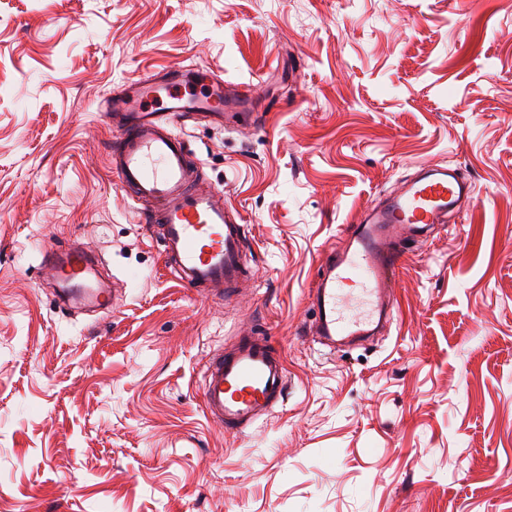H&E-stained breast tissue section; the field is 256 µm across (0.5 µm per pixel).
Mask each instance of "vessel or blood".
<instances>
[{
    "mask_svg": "<svg viewBox=\"0 0 512 512\" xmlns=\"http://www.w3.org/2000/svg\"><path fill=\"white\" fill-rule=\"evenodd\" d=\"M206 80L198 92L179 70L164 71L144 80L139 94H114L104 116L117 129L112 174L142 222L156 225L165 267L183 287L230 297L249 276L242 259L246 227L222 194L199 182L185 140L173 130L186 115L223 113V79L210 74ZM472 196V183L459 169L428 168L346 225L345 247L319 266L312 290L317 334L330 342L374 335L391 316L395 274L410 244ZM94 266L86 250L42 255V270L64 282L84 280ZM287 384L281 353L268 338L247 332L232 350L209 359L203 405L225 431L240 433L273 411Z\"/></svg>",
    "mask_w": 512,
    "mask_h": 512,
    "instance_id": "1",
    "label": "vessel or blood"
}]
</instances>
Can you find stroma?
I'll list each match as a JSON object with an SVG mask.
<instances>
[{"mask_svg": "<svg viewBox=\"0 0 512 512\" xmlns=\"http://www.w3.org/2000/svg\"><path fill=\"white\" fill-rule=\"evenodd\" d=\"M194 66L250 90L178 124L246 225L232 299L182 287L110 172L114 92ZM473 200L410 249L377 339L312 338L341 230L424 165ZM116 290L61 306L46 250ZM288 367L242 434L206 363ZM0 512H512V0H0ZM94 266V257L87 250L46 251L42 255L41 269L64 282L84 280L94 273ZM287 384L281 353L265 336L246 332L232 350L207 362L203 405L224 431L241 433L273 411Z\"/></svg>", "mask_w": 512, "mask_h": 512, "instance_id": "35a3bbf8", "label": "stroma"}]
</instances>
